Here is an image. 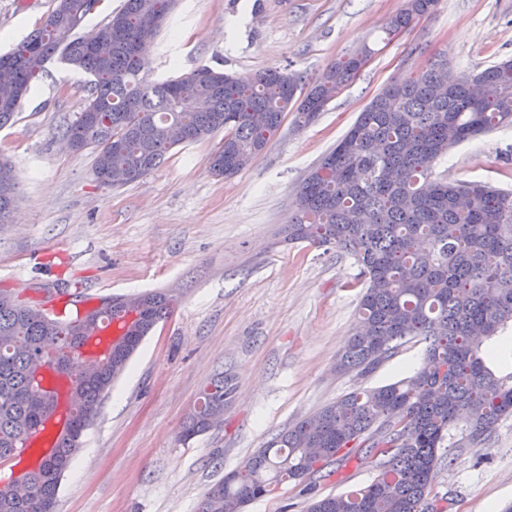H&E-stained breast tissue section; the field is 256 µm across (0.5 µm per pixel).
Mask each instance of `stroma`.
Listing matches in <instances>:
<instances>
[{
	"mask_svg": "<svg viewBox=\"0 0 512 512\" xmlns=\"http://www.w3.org/2000/svg\"><path fill=\"white\" fill-rule=\"evenodd\" d=\"M56 0H0V53L39 28ZM405 0H176L150 48L146 81L207 64L235 75L271 67L314 77L351 50L372 54L312 125L285 118L265 149L229 178L207 160L216 139L173 149L140 180L115 189L93 179V149L72 152L62 132L84 107L87 73L51 62L0 158L18 179L0 224V289L45 301L57 289L100 299L166 290L176 305L133 356L83 437L56 512H194L207 488L296 422L358 389L412 376L426 357L413 340L369 374L336 371L361 288L353 258L286 240L306 174L390 81L434 60L481 71L512 59V0H438L405 31L388 33ZM451 183L512 190V127L451 148L433 164ZM234 387L224 423L189 441L186 416L217 376ZM451 427L433 495L447 512L512 506V416L477 447ZM309 493L287 482L244 512H307L315 497L365 487L375 458L355 452Z\"/></svg>",
	"mask_w": 512,
	"mask_h": 512,
	"instance_id": "stroma-1",
	"label": "stroma"
}]
</instances>
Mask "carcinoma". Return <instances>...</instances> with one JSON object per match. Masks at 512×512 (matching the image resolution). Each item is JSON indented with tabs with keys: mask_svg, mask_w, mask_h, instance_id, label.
<instances>
[{
	"mask_svg": "<svg viewBox=\"0 0 512 512\" xmlns=\"http://www.w3.org/2000/svg\"><path fill=\"white\" fill-rule=\"evenodd\" d=\"M174 0H126L121 32L112 21L86 37L75 31L92 14L89 0H57L42 26L0 54V128L14 121L31 87L54 57L91 76L83 110L64 130L78 152L98 147L93 175L104 186L115 167L148 174L178 146L224 133L223 151L208 159L224 178L249 166L280 128L291 105L298 126L314 122L361 71L370 50L358 49L314 79L277 67L233 77L200 64L147 84L141 72ZM437 0H406L388 32L411 26ZM449 66L386 85L353 126L312 168L300 187L301 208L288 242L308 241L349 254L363 293L359 325L336 369L367 374L403 343H427L411 377L355 389L295 423L204 493L198 512H243L284 481L301 482L343 459L350 447L381 458L374 481L345 495L314 499L308 512H446L430 495L431 473L450 427L465 421L475 446L512 415V372L497 376L485 341L512 322V191L488 182L448 183L432 162L450 146L512 126V59L445 80ZM17 179L0 159V224L15 202ZM174 301L166 291L110 297L84 315L62 319L0 290V460L19 453L24 437L42 434L56 408L37 389L34 363L50 350L74 376L67 391L75 427L22 479L0 475V512H55L64 474L82 437L142 340ZM143 317L94 366L83 363L72 325L120 320L128 305ZM228 379L207 387L180 438L189 441L224 420Z\"/></svg>",
	"mask_w": 512,
	"mask_h": 512,
	"instance_id": "cac0c4a2",
	"label": "carcinoma"
}]
</instances>
